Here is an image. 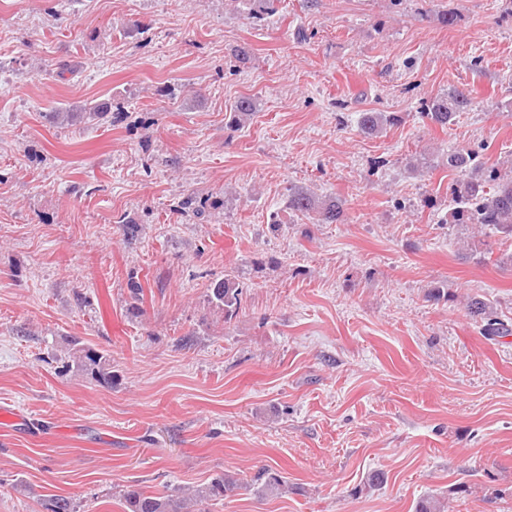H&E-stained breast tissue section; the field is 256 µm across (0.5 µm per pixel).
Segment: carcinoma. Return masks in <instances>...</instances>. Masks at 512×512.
Wrapping results in <instances>:
<instances>
[{
	"mask_svg": "<svg viewBox=\"0 0 512 512\" xmlns=\"http://www.w3.org/2000/svg\"><path fill=\"white\" fill-rule=\"evenodd\" d=\"M251 2V15L258 21L276 11V0ZM472 106L473 98L469 93L453 89L425 101L423 117L430 124L445 130L455 123L460 113L469 111ZM255 111V99L243 96L234 104L232 121L236 125L244 124ZM122 112L123 103L114 99H103L86 102L77 112H50L47 120L53 125H101ZM391 121L393 117L384 112L367 110L359 113L357 124L361 132L374 135L382 132ZM446 164L448 170L464 176L460 188L453 192L449 202L448 223L472 224L480 232L488 228L501 235V243L512 241V173L503 174L495 169H482L478 151L467 147L449 149ZM288 210L319 224H342L346 221L340 200L322 199L303 190L288 195ZM242 294L243 290L239 288L235 276L230 273L224 274L223 279L207 288L208 302L224 315L226 323L238 316ZM468 310L472 317L479 320L480 333L486 339L495 340L512 335V323L501 319L493 306L484 300L477 297L469 299ZM71 358L72 367L76 370L103 385H112V365L103 353L75 342L71 348ZM253 482L261 483V492L265 494H278L286 488V481L282 476L269 469L259 472ZM246 488L247 483L226 471L190 494L172 489L161 494L147 495L140 488L130 485L123 490L122 497L128 512H209V507Z\"/></svg>",
	"mask_w": 512,
	"mask_h": 512,
	"instance_id": "obj_1",
	"label": "carcinoma"
}]
</instances>
